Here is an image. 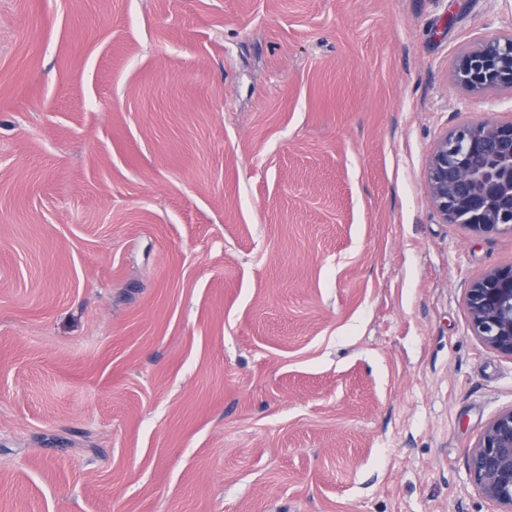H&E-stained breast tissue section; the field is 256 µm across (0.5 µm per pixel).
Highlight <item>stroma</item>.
<instances>
[{"label": "stroma", "mask_w": 512, "mask_h": 512, "mask_svg": "<svg viewBox=\"0 0 512 512\" xmlns=\"http://www.w3.org/2000/svg\"><path fill=\"white\" fill-rule=\"evenodd\" d=\"M512 0H0V512H503L512 357L439 138ZM467 305L476 335L492 350L512 357V266L476 282ZM470 471L486 497L512 511V410L487 426L471 453Z\"/></svg>", "instance_id": "stroma-1"}]
</instances>
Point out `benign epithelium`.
I'll return each instance as SVG.
<instances>
[{
  "mask_svg": "<svg viewBox=\"0 0 512 512\" xmlns=\"http://www.w3.org/2000/svg\"><path fill=\"white\" fill-rule=\"evenodd\" d=\"M458 80L471 92L512 88V37L492 39L458 61ZM426 185L445 224L486 232L512 225V122L480 121L442 137L429 160ZM474 332L512 357V266L469 289ZM470 471L483 494L512 512V410L495 418L474 447Z\"/></svg>",
  "mask_w": 512,
  "mask_h": 512,
  "instance_id": "benign-epithelium-1",
  "label": "benign epithelium"
}]
</instances>
